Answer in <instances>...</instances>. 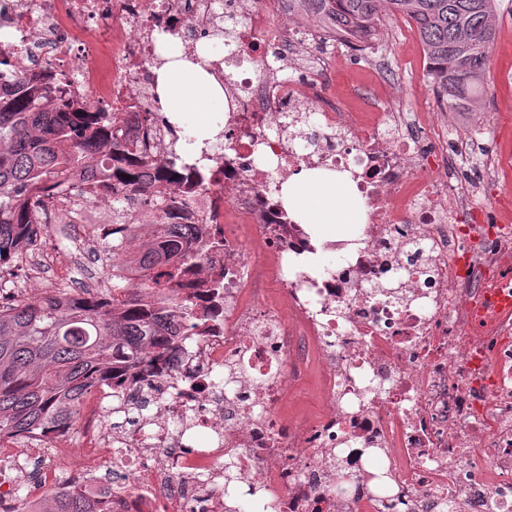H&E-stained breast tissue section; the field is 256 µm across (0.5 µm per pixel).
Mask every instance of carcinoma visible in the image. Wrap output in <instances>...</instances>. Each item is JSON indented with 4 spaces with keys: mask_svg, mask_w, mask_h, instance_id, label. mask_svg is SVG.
Instances as JSON below:
<instances>
[{
    "mask_svg": "<svg viewBox=\"0 0 512 512\" xmlns=\"http://www.w3.org/2000/svg\"><path fill=\"white\" fill-rule=\"evenodd\" d=\"M298 15L348 38L377 35L380 16L400 14L423 43L434 88L460 112H478L485 92L489 49L495 39L496 0H294ZM42 94L22 80L0 93V271L17 262L24 248L47 242L35 196H50L71 172H94L98 143L110 140L112 179L123 194L145 196L146 206L167 215L161 196L142 185L143 160L134 144L109 137L100 114L46 112ZM193 224H167L155 246L135 267L142 286L175 294L189 258L182 242ZM180 325L158 306L131 295L112 276V304L74 294L65 284L36 301L0 302V440L33 433H61L77 421L80 401L123 373L149 369L178 342ZM33 512H102L82 495L61 490Z\"/></svg>",
    "mask_w": 512,
    "mask_h": 512,
    "instance_id": "1",
    "label": "carcinoma"
}]
</instances>
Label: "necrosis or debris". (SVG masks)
I'll use <instances>...</instances> for the list:
<instances>
[{"label":"necrosis or debris","mask_w":512,"mask_h":512,"mask_svg":"<svg viewBox=\"0 0 512 512\" xmlns=\"http://www.w3.org/2000/svg\"><path fill=\"white\" fill-rule=\"evenodd\" d=\"M287 13L288 0H0V31L12 33L0 85L28 79L50 106L61 86L72 111L119 115L118 135L160 169L183 154L168 122L148 118L153 33L172 22L192 55L219 29L246 64L226 92L223 138L194 161L203 180L170 202L177 223L197 227L181 294L210 319H184L156 374L96 388L74 430L0 457V512L19 489L32 498L61 483L110 512H235L251 500L259 512H512V309L495 305L512 301V220L475 223L482 188L451 185L447 153L418 147L411 130L434 113L322 107L336 36L275 22ZM304 167L352 173L364 220L351 237L318 239L288 215L276 185ZM111 169L106 149L94 192L69 184L42 211L111 207ZM124 211L135 230L107 252L103 230L72 223L84 290L107 292L116 274L140 290L127 257L161 220L140 203ZM312 364L323 408L291 414Z\"/></svg>","instance_id":"obj_1"}]
</instances>
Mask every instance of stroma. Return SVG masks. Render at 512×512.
<instances>
[{
	"instance_id": "obj_1",
	"label": "stroma",
	"mask_w": 512,
	"mask_h": 512,
	"mask_svg": "<svg viewBox=\"0 0 512 512\" xmlns=\"http://www.w3.org/2000/svg\"><path fill=\"white\" fill-rule=\"evenodd\" d=\"M384 63L374 66L370 56L344 51L329 81V95L342 112H382L391 100L402 101L412 112H447L428 73V61L416 28L397 16L381 19L372 54ZM483 110L447 112L449 154L468 150L491 155L501 164L495 175L484 177L475 165L452 166V184L484 182L487 192L478 223L512 210V0H498L495 40L490 48Z\"/></svg>"
}]
</instances>
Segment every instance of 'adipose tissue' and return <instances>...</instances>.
I'll list each match as a JSON object with an SVG mask.
<instances>
[{
	"mask_svg": "<svg viewBox=\"0 0 512 512\" xmlns=\"http://www.w3.org/2000/svg\"><path fill=\"white\" fill-rule=\"evenodd\" d=\"M164 47L153 68L163 111L176 124L178 145L187 157H196L201 142L221 130L228 110L220 82L200 64L182 57L178 39L164 35ZM349 175L324 169H302L282 185V198L298 222L312 224L321 234L336 236L362 223V209L351 197Z\"/></svg>",
	"mask_w": 512,
	"mask_h": 512,
	"instance_id": "1",
	"label": "adipose tissue"
}]
</instances>
